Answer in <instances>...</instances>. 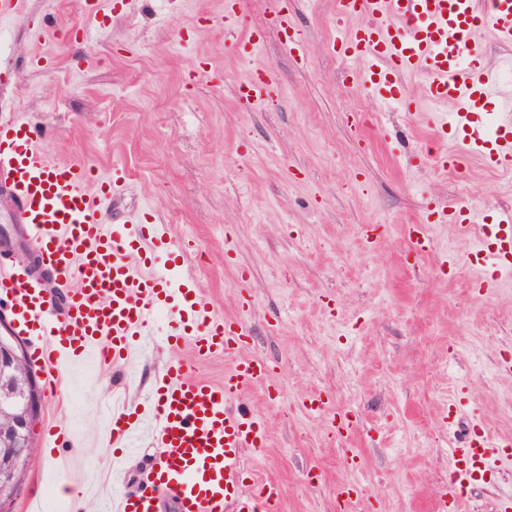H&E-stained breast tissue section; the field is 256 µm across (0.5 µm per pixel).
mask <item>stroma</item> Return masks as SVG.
<instances>
[{
  "instance_id": "1",
  "label": "stroma",
  "mask_w": 512,
  "mask_h": 512,
  "mask_svg": "<svg viewBox=\"0 0 512 512\" xmlns=\"http://www.w3.org/2000/svg\"><path fill=\"white\" fill-rule=\"evenodd\" d=\"M288 2L293 53L271 27L278 0H240L242 27L266 32L246 60L204 23L224 0H120L99 19L82 0H22L19 22L0 31L10 42L0 56V115L29 119L52 161L131 173L106 223L142 211L195 243L187 266L197 284L218 315L246 322L282 392L272 400L265 386L250 391L267 445L243 455L246 473L279 485L278 512H337L334 488L350 479L366 491L344 512H434L453 442L441 403L458 387L477 402L478 423L509 443L491 480L469 487L470 512H512V372L499 365L500 351L512 350V282L493 295L474 288L484 269L465 262L474 238L454 225H429L433 250L418 261L404 236L433 200L496 223L512 211V190L474 156L447 176L421 161L439 145L429 121L451 105L427 101L416 76L405 83L411 108L386 106L332 49L353 26L337 22L336 0ZM77 25L90 35L74 42ZM40 52L51 66L32 63ZM198 61L210 78H188ZM261 67L272 70L278 96L240 101L237 83ZM366 224L383 231L371 248ZM171 360L156 351L134 369L63 373L57 395L42 388L40 424L72 433L38 438L39 459L10 512H30V500L94 471L88 500L97 512L113 491H136L150 474L146 455L85 445L113 390L130 387L135 373L144 386L131 394L145 399L146 383ZM318 394L356 415L360 472L345 470L325 417L305 408ZM62 459L73 468L67 480Z\"/></svg>"
}]
</instances>
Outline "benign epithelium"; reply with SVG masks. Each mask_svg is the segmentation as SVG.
Wrapping results in <instances>:
<instances>
[{"instance_id":"7a95c632","label":"benign epithelium","mask_w":512,"mask_h":512,"mask_svg":"<svg viewBox=\"0 0 512 512\" xmlns=\"http://www.w3.org/2000/svg\"><path fill=\"white\" fill-rule=\"evenodd\" d=\"M24 343L0 316V512L19 494L30 468L41 398L37 372L24 367Z\"/></svg>"}]
</instances>
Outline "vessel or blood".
Wrapping results in <instances>:
<instances>
[{"mask_svg": "<svg viewBox=\"0 0 512 512\" xmlns=\"http://www.w3.org/2000/svg\"><path fill=\"white\" fill-rule=\"evenodd\" d=\"M238 9V0H224L220 23L246 56L262 34L240 37ZM336 14L358 18L334 47L363 64L360 79L379 98L400 101L406 79L422 73V95L453 105L447 123L433 125L438 138L457 144L436 155L440 168L457 167L467 156L512 166V84L500 79L502 68L512 69V57L489 63L481 41L488 31L512 44V0H336ZM273 86L271 71L258 69L239 82L237 96L263 102ZM493 100L500 116L491 128L486 107ZM129 178L122 168L97 176L79 159L51 162L32 123L17 114L0 118V181L22 206L20 223L0 233V301L9 307L16 334L33 338L30 360L54 392L69 365L133 364L149 346L160 311L166 314L165 347H191V358L156 374L146 403L114 404L110 425L94 437L101 448L161 451L153 479L136 493L112 494L109 512H159L161 490L180 512H274L276 483L243 485V452L262 447L263 429L244 408L232 406L252 385L267 382L269 366L251 352L244 324L215 314L185 269L189 243L136 216L105 223V204L123 194ZM429 215L473 234L476 248L468 258L490 269L479 288L495 292L501 278L512 275L511 213L490 224L482 214L438 203ZM408 237L414 258L431 251L424 225H409ZM229 352L235 358L223 381L194 375L192 363ZM306 408L326 415L339 438L350 440L356 424L346 413L318 396ZM499 448L483 429L468 431L449 449L442 500L452 512H468L461 492L485 474Z\"/></svg>", "mask_w": 512, "mask_h": 512, "instance_id": "vessel-or-blood-1", "label": "vessel or blood"}]
</instances>
